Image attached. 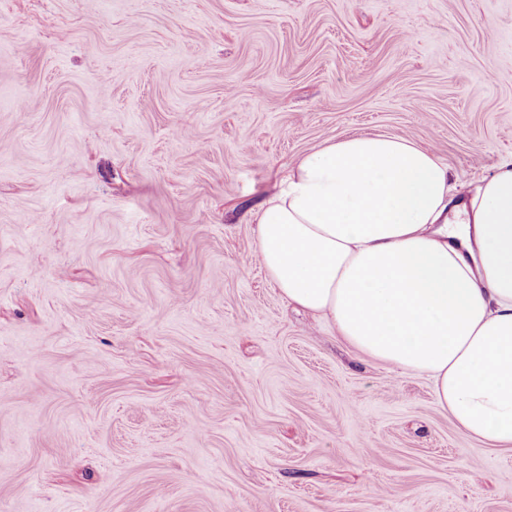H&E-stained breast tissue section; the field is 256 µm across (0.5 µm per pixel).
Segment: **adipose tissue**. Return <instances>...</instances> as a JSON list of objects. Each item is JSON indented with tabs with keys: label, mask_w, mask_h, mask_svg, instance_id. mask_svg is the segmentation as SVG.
<instances>
[{
	"label": "adipose tissue",
	"mask_w": 512,
	"mask_h": 512,
	"mask_svg": "<svg viewBox=\"0 0 512 512\" xmlns=\"http://www.w3.org/2000/svg\"><path fill=\"white\" fill-rule=\"evenodd\" d=\"M429 149L356 135L297 158L255 214L258 257L288 303L338 338L427 377L468 437L512 447V158L448 221Z\"/></svg>",
	"instance_id": "1"
}]
</instances>
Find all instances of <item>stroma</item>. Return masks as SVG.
I'll use <instances>...</instances> for the list:
<instances>
[{
  "label": "stroma",
  "instance_id": "1",
  "mask_svg": "<svg viewBox=\"0 0 512 512\" xmlns=\"http://www.w3.org/2000/svg\"><path fill=\"white\" fill-rule=\"evenodd\" d=\"M512 156V0H0V512H512V450L255 262L303 153Z\"/></svg>",
  "mask_w": 512,
  "mask_h": 512
}]
</instances>
